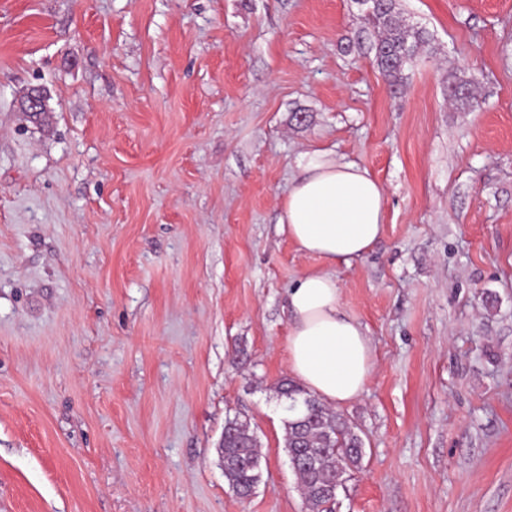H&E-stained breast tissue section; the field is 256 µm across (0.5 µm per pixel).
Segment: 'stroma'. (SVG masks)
Returning <instances> with one entry per match:
<instances>
[{"mask_svg":"<svg viewBox=\"0 0 512 512\" xmlns=\"http://www.w3.org/2000/svg\"><path fill=\"white\" fill-rule=\"evenodd\" d=\"M397 3L431 46L394 93L357 0H0V512H306L274 386L321 271L374 360L331 512H512V0ZM316 151L384 190L347 264L279 228ZM250 424L239 416L224 426V440L218 448L224 477L234 494L251 496L261 481L260 452Z\"/></svg>","mask_w":512,"mask_h":512,"instance_id":"35a3bbf8","label":"stroma"}]
</instances>
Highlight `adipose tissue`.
Wrapping results in <instances>:
<instances>
[{
    "label": "adipose tissue",
    "instance_id": "ef3b65f1",
    "mask_svg": "<svg viewBox=\"0 0 512 512\" xmlns=\"http://www.w3.org/2000/svg\"><path fill=\"white\" fill-rule=\"evenodd\" d=\"M280 228L299 250L329 261L361 257L384 228V192L353 163L314 152L281 202ZM288 373L329 406L358 399L373 371L361 325L341 308V288L328 272L299 278L288 292Z\"/></svg>",
    "mask_w": 512,
    "mask_h": 512
}]
</instances>
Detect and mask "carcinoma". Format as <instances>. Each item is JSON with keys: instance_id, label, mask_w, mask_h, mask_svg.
I'll return each mask as SVG.
<instances>
[{"instance_id": "carcinoma-1", "label": "carcinoma", "mask_w": 512, "mask_h": 512, "mask_svg": "<svg viewBox=\"0 0 512 512\" xmlns=\"http://www.w3.org/2000/svg\"><path fill=\"white\" fill-rule=\"evenodd\" d=\"M361 20L363 26L357 40L365 34L371 36L370 49L379 69L389 85L399 89L406 68L429 45L426 31L404 23L396 11V0H389L383 9L365 11ZM449 93L463 112H470L477 105L464 81L451 84ZM276 391L287 402L283 442L288 455L305 452L316 458L314 465L297 471L308 512H328V506L336 500L332 488L341 486L347 472L361 463L362 440L346 420L292 380L277 382ZM218 453L224 477L234 494L240 498L251 496L261 481V467L250 424L238 416L229 420Z\"/></svg>"}]
</instances>
